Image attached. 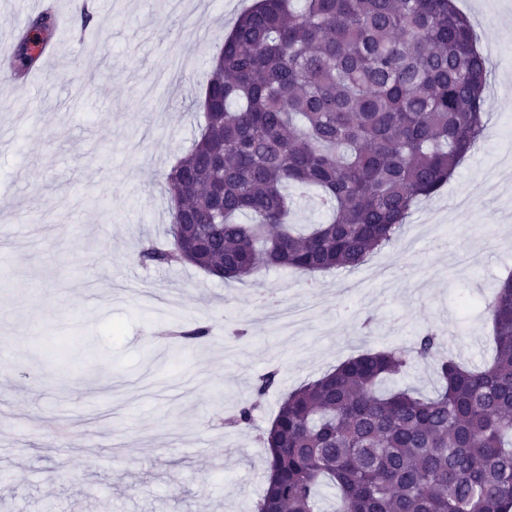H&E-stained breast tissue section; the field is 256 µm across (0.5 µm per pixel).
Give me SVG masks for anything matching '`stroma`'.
I'll use <instances>...</instances> for the list:
<instances>
[{
	"label": "stroma",
	"instance_id": "stroma-1",
	"mask_svg": "<svg viewBox=\"0 0 512 512\" xmlns=\"http://www.w3.org/2000/svg\"><path fill=\"white\" fill-rule=\"evenodd\" d=\"M253 3L30 4L69 33L0 85V512H255L257 436L288 392L428 328L461 362L492 356L484 304L512 271V159L495 158L512 124V0H456L490 52L486 136L399 242L350 271L230 285L138 261L170 226L165 175L198 132L210 60ZM492 161L493 191L450 209ZM264 288L321 305L285 330ZM196 324L208 336L174 340ZM271 370L252 425L224 427Z\"/></svg>",
	"mask_w": 512,
	"mask_h": 512
}]
</instances>
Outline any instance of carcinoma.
<instances>
[{"label": "carcinoma", "mask_w": 512, "mask_h": 512, "mask_svg": "<svg viewBox=\"0 0 512 512\" xmlns=\"http://www.w3.org/2000/svg\"><path fill=\"white\" fill-rule=\"evenodd\" d=\"M46 10L9 50L26 76L53 36ZM490 63L455 0H256L209 66L203 126L167 173L171 241L145 264H191L225 282L264 266L353 270L394 244L485 130ZM316 192L321 224H293L288 188ZM482 368L370 350L288 393L259 439L269 476L256 512H512V275L486 306ZM432 364L440 388L381 390ZM257 403L228 421L251 424Z\"/></svg>", "instance_id": "1"}]
</instances>
